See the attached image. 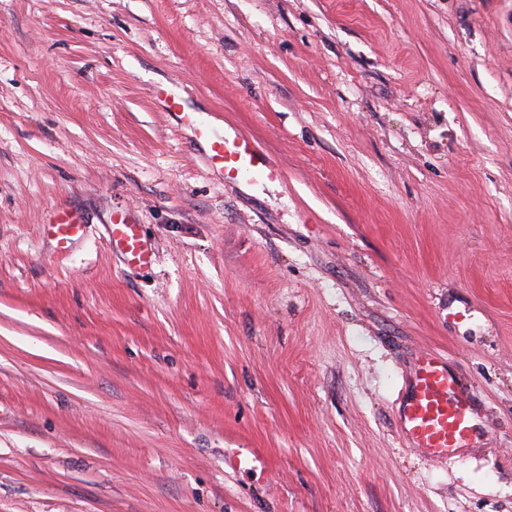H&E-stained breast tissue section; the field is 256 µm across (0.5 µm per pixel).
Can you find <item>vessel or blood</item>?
<instances>
[{
	"label": "vessel or blood",
	"mask_w": 512,
	"mask_h": 512,
	"mask_svg": "<svg viewBox=\"0 0 512 512\" xmlns=\"http://www.w3.org/2000/svg\"><path fill=\"white\" fill-rule=\"evenodd\" d=\"M155 97L166 112L176 116L182 128L191 131L195 142L205 145L208 166L225 180L251 183L280 179V169L270 163L250 137L233 127L215 132L198 113L185 111L182 97L175 89L157 87ZM84 230V224L65 212L57 214L55 221L44 227L62 253ZM110 239L128 263L141 266L151 262L153 254L142 240L140 226L127 214L113 216ZM399 417L403 437L412 445L427 449L436 459L447 458L455 449L467 447L482 432L472 391L449 368L447 357L431 350L421 351L416 358Z\"/></svg>",
	"instance_id": "1"
}]
</instances>
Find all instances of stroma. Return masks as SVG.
Masks as SVG:
<instances>
[{
	"label": "stroma",
	"mask_w": 512,
	"mask_h": 512,
	"mask_svg": "<svg viewBox=\"0 0 512 512\" xmlns=\"http://www.w3.org/2000/svg\"><path fill=\"white\" fill-rule=\"evenodd\" d=\"M425 349L487 426L448 461ZM0 512H512V0H0ZM155 98L162 103L166 112L176 116L182 128L191 131L196 143L205 145L208 166L222 175L224 180L251 183L281 178V170L270 163L253 139L234 127L216 133L200 119L197 112L185 111L182 97L174 88L158 86ZM44 232L52 236L56 242V249L63 253L71 246L72 241L83 235L85 224L79 223L68 213L57 214L53 223L44 224ZM109 234L112 247L118 248L128 263L141 266L152 261L153 254L142 240L139 224L127 214L113 215ZM403 437L431 457L448 458L483 432L476 420L473 391L448 366V357L421 351L399 409Z\"/></svg>",
	"instance_id": "obj_1"
}]
</instances>
